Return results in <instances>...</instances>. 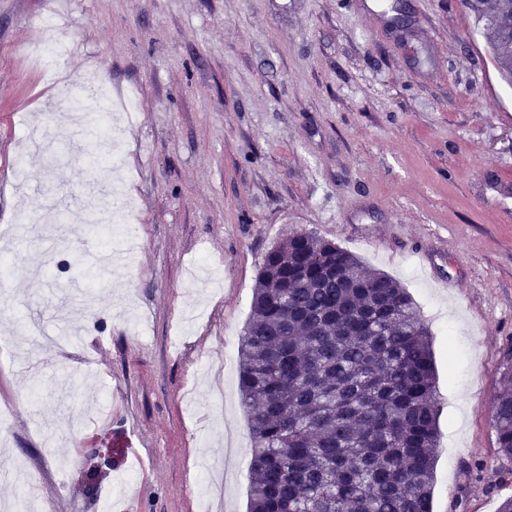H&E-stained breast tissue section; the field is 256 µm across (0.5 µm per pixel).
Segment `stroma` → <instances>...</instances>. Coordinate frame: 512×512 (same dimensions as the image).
Returning a JSON list of instances; mask_svg holds the SVG:
<instances>
[{
  "instance_id": "stroma-1",
  "label": "stroma",
  "mask_w": 512,
  "mask_h": 512,
  "mask_svg": "<svg viewBox=\"0 0 512 512\" xmlns=\"http://www.w3.org/2000/svg\"><path fill=\"white\" fill-rule=\"evenodd\" d=\"M68 2L62 79L94 75L142 110L118 170L32 151L39 122L69 140L68 109L31 58L45 4L0 0V470L26 460L44 512H201L203 450L249 440L239 361L259 269L305 232L398 280L428 327L433 512H497L512 497L488 414L512 342V86L461 0ZM111 180L137 249L80 318L66 300L112 240L84 186ZM53 248L83 265L33 272L29 254ZM206 262L223 281L191 300ZM29 313L80 342L31 354ZM111 435L126 455L112 470L91 449ZM250 458L226 461L224 512L248 510Z\"/></svg>"
}]
</instances>
